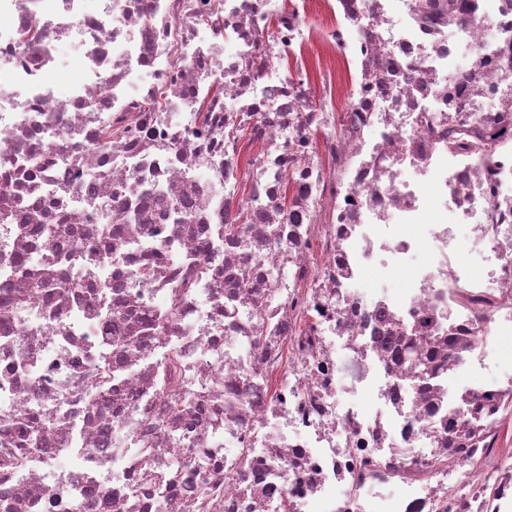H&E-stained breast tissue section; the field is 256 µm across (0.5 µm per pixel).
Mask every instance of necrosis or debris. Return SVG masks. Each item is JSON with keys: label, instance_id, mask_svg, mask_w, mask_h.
<instances>
[{"label": "necrosis or debris", "instance_id": "1", "mask_svg": "<svg viewBox=\"0 0 512 512\" xmlns=\"http://www.w3.org/2000/svg\"><path fill=\"white\" fill-rule=\"evenodd\" d=\"M2 183L0 512H512V0H0Z\"/></svg>", "mask_w": 512, "mask_h": 512}]
</instances>
